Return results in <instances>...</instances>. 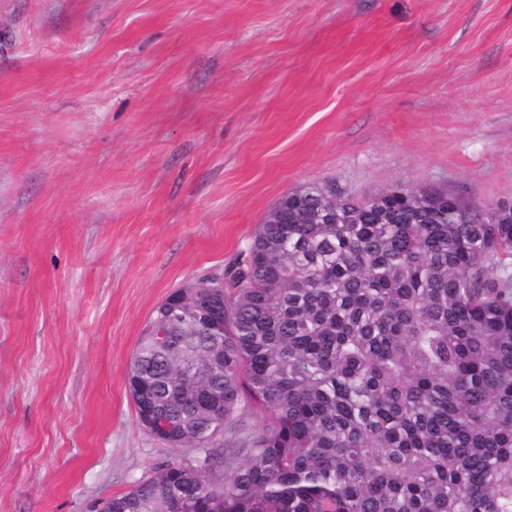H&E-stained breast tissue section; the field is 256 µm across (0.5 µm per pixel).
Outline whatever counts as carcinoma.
Here are the masks:
<instances>
[{
    "mask_svg": "<svg viewBox=\"0 0 512 512\" xmlns=\"http://www.w3.org/2000/svg\"><path fill=\"white\" fill-rule=\"evenodd\" d=\"M180 296L131 358L136 414L224 454L156 468L112 512H512L511 203L313 185L224 295Z\"/></svg>",
    "mask_w": 512,
    "mask_h": 512,
    "instance_id": "carcinoma-1",
    "label": "carcinoma"
}]
</instances>
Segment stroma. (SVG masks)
Wrapping results in <instances>:
<instances>
[{"label": "stroma", "instance_id": "obj_1", "mask_svg": "<svg viewBox=\"0 0 512 512\" xmlns=\"http://www.w3.org/2000/svg\"><path fill=\"white\" fill-rule=\"evenodd\" d=\"M312 184L512 201V0H0V512L203 456L130 358Z\"/></svg>", "mask_w": 512, "mask_h": 512}]
</instances>
